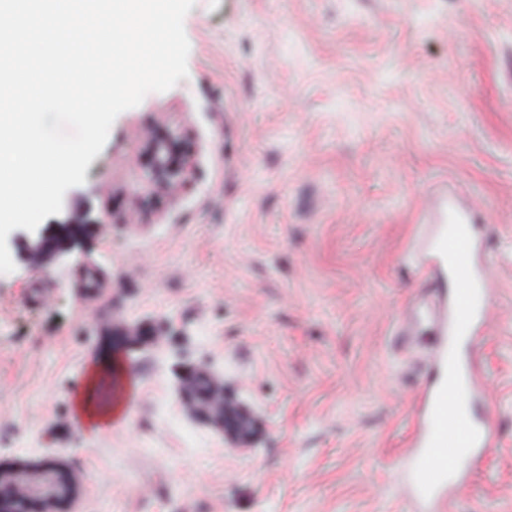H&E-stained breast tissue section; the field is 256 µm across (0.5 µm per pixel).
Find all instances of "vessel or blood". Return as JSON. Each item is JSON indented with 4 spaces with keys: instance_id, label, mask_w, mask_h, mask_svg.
<instances>
[{
    "instance_id": "vessel-or-blood-1",
    "label": "vessel or blood",
    "mask_w": 512,
    "mask_h": 512,
    "mask_svg": "<svg viewBox=\"0 0 512 512\" xmlns=\"http://www.w3.org/2000/svg\"><path fill=\"white\" fill-rule=\"evenodd\" d=\"M486 226L478 212L448 194L423 212L411 254L437 290L426 320L409 321L410 334L427 327L435 347L421 374L410 416L411 451L405 484L421 512H443L466 485L471 462L498 446L490 411L475 412V348L491 315L490 263L483 257Z\"/></svg>"
}]
</instances>
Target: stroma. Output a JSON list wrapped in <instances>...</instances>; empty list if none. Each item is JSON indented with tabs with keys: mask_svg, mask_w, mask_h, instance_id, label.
Masks as SVG:
<instances>
[{
	"mask_svg": "<svg viewBox=\"0 0 512 512\" xmlns=\"http://www.w3.org/2000/svg\"><path fill=\"white\" fill-rule=\"evenodd\" d=\"M184 30L187 77L120 113L85 171L110 222L84 265L0 274V468H63L58 512H415L432 337L398 334L430 292L406 253L452 186L487 223L499 449L451 512H512V0H195ZM162 126L192 142V187L157 203ZM117 324L133 390L92 434L73 401ZM191 368L255 409L249 451L183 406Z\"/></svg>",
	"mask_w": 512,
	"mask_h": 512,
	"instance_id": "1",
	"label": "stroma"
}]
</instances>
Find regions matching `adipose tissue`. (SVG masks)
<instances>
[{
	"instance_id": "obj_1",
	"label": "adipose tissue",
	"mask_w": 512,
	"mask_h": 512,
	"mask_svg": "<svg viewBox=\"0 0 512 512\" xmlns=\"http://www.w3.org/2000/svg\"><path fill=\"white\" fill-rule=\"evenodd\" d=\"M126 379L123 363L117 357H104L87 372L83 386L74 399V412L82 425L91 431L111 427L125 414V396L115 400L103 399L100 395L102 384L122 382Z\"/></svg>"
}]
</instances>
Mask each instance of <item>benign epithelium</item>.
<instances>
[{
  "instance_id": "1",
  "label": "benign epithelium",
  "mask_w": 512,
  "mask_h": 512,
  "mask_svg": "<svg viewBox=\"0 0 512 512\" xmlns=\"http://www.w3.org/2000/svg\"><path fill=\"white\" fill-rule=\"evenodd\" d=\"M190 154L189 141L178 131L161 127L153 133L146 147L144 173L155 196L187 186ZM107 223L106 213L95 211L91 194L77 192L63 204L58 215L35 231L16 230L10 246L25 268L66 264L77 258L85 244ZM183 396L190 409L221 428L233 446L245 447L253 438L257 426L254 413L228 398L224 384L209 372H189ZM72 492L71 480L54 469L37 475L0 470V512H19V504L34 497L40 500L42 512H53V505Z\"/></svg>"
}]
</instances>
